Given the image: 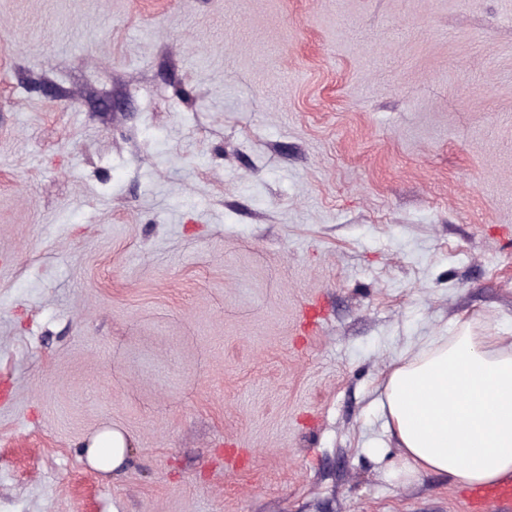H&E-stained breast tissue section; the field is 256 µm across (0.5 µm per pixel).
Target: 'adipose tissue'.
I'll return each mask as SVG.
<instances>
[{
    "label": "adipose tissue",
    "instance_id": "1",
    "mask_svg": "<svg viewBox=\"0 0 512 512\" xmlns=\"http://www.w3.org/2000/svg\"><path fill=\"white\" fill-rule=\"evenodd\" d=\"M379 405L405 478L435 472L479 486L512 476V336L478 335L461 322L389 367ZM130 446L123 431L106 429L91 438L87 460L115 471Z\"/></svg>",
    "mask_w": 512,
    "mask_h": 512
}]
</instances>
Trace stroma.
I'll return each mask as SVG.
<instances>
[{"label": "stroma", "instance_id": "obj_1", "mask_svg": "<svg viewBox=\"0 0 512 512\" xmlns=\"http://www.w3.org/2000/svg\"><path fill=\"white\" fill-rule=\"evenodd\" d=\"M468 317L512 336V0H0V512H467L376 399ZM87 448V460L91 466L104 472L112 470L113 473L127 460L131 441L119 429H105L91 438Z\"/></svg>", "mask_w": 512, "mask_h": 512}]
</instances>
